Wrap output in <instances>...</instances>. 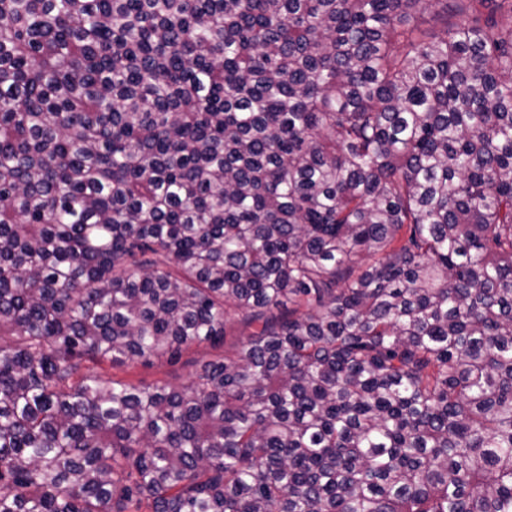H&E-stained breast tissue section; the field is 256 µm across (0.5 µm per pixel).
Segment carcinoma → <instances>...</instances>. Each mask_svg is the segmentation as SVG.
<instances>
[{"instance_id":"carcinoma-1","label":"carcinoma","mask_w":512,"mask_h":512,"mask_svg":"<svg viewBox=\"0 0 512 512\" xmlns=\"http://www.w3.org/2000/svg\"><path fill=\"white\" fill-rule=\"evenodd\" d=\"M2 336L0 512H512V0H0ZM257 330V324H247L241 320L240 316L227 329L223 347L213 349L208 343L192 346L183 352L181 359L174 364L163 359L153 361L150 364L139 362L112 366L110 362H103L100 364L87 363V366L90 367L92 372L104 378L123 379L134 384L163 382L173 387L186 386L191 382L193 373L202 362L213 358L216 354L230 353L239 340L246 338Z\"/></svg>"}]
</instances>
